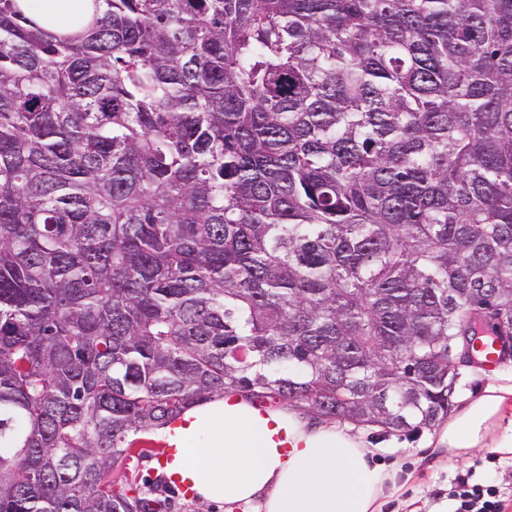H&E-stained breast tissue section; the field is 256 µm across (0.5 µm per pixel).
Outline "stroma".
Segmentation results:
<instances>
[{
	"instance_id": "stroma-1",
	"label": "stroma",
	"mask_w": 512,
	"mask_h": 512,
	"mask_svg": "<svg viewBox=\"0 0 512 512\" xmlns=\"http://www.w3.org/2000/svg\"><path fill=\"white\" fill-rule=\"evenodd\" d=\"M460 378L453 396L451 413H458L471 399L491 383L512 384V356L499 363L494 372L483 366L467 364L460 368ZM440 426L404 435L381 433L362 428L358 434L377 448L374 460L395 473L381 499L380 512H444L449 503L448 490L456 477L473 475L475 481L495 485L508 500L512 512V451L486 445L471 449L458 458L449 457L437 445ZM116 489L132 487L162 489L169 497L170 512H244L242 507L224 502H203L184 496L166 484L155 457L130 453L114 466L111 476Z\"/></svg>"
}]
</instances>
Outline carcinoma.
Listing matches in <instances>:
<instances>
[{
  "label": "carcinoma",
  "mask_w": 512,
  "mask_h": 512,
  "mask_svg": "<svg viewBox=\"0 0 512 512\" xmlns=\"http://www.w3.org/2000/svg\"><path fill=\"white\" fill-rule=\"evenodd\" d=\"M0 0V512H166L129 437L244 392L387 432L512 332V0ZM26 15L40 26L56 34L75 30L74 22L83 19L88 22L92 16L90 0H35L17 1Z\"/></svg>",
  "instance_id": "1"
}]
</instances>
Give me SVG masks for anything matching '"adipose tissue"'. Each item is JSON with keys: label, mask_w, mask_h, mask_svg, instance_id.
I'll return each mask as SVG.
<instances>
[{"label": "adipose tissue", "mask_w": 512, "mask_h": 512, "mask_svg": "<svg viewBox=\"0 0 512 512\" xmlns=\"http://www.w3.org/2000/svg\"><path fill=\"white\" fill-rule=\"evenodd\" d=\"M26 15L56 34L90 20L91 0H23ZM170 471L187 479L201 500H224L257 512H376L393 475L358 436L334 427H307L295 413L272 420L286 426L287 448L272 439L269 421L244 401L214 400L189 411ZM505 428L497 445L512 449V385H488L450 419L438 444L453 456L482 447Z\"/></svg>", "instance_id": "ef3b65f1"}]
</instances>
